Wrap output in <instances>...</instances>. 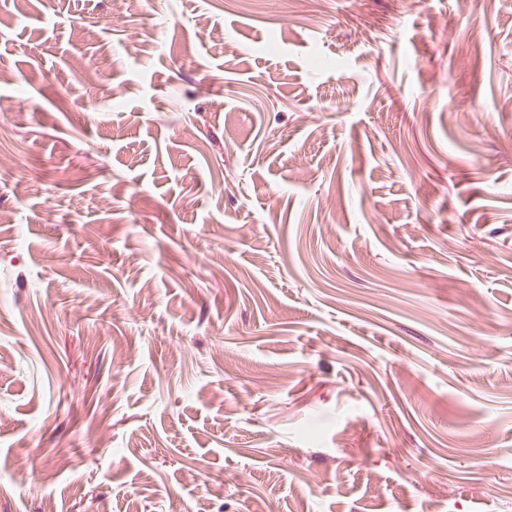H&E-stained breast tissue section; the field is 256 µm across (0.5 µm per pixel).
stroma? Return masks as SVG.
I'll return each mask as SVG.
<instances>
[{
  "instance_id": "1",
  "label": "stroma",
  "mask_w": 512,
  "mask_h": 512,
  "mask_svg": "<svg viewBox=\"0 0 512 512\" xmlns=\"http://www.w3.org/2000/svg\"><path fill=\"white\" fill-rule=\"evenodd\" d=\"M253 2L0 0V512H512V0Z\"/></svg>"
}]
</instances>
